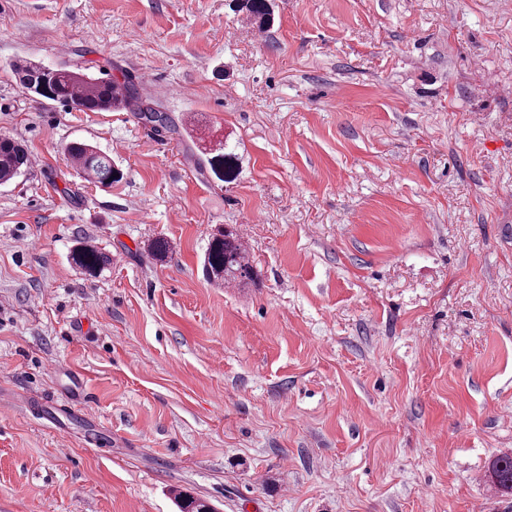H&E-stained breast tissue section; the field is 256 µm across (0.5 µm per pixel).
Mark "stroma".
Masks as SVG:
<instances>
[{
  "mask_svg": "<svg viewBox=\"0 0 512 512\" xmlns=\"http://www.w3.org/2000/svg\"><path fill=\"white\" fill-rule=\"evenodd\" d=\"M235 3L0 0V135L32 160L0 185V512H512V0H270L263 31ZM21 60L193 93L155 94L161 132ZM222 224L250 287L203 273ZM75 378L92 416L56 412ZM203 155L215 177L222 182H229L237 172L236 154L228 149L227 142L219 140L213 148H204ZM64 153L102 186H112V182L120 177V172L112 165V160L95 151L86 142L72 141L64 146ZM113 174H117V177H113ZM71 261L85 275L95 278L109 265L110 258L101 248L81 243L72 250ZM491 477L495 488L504 494H512V456L496 458L491 465Z\"/></svg>",
  "mask_w": 512,
  "mask_h": 512,
  "instance_id": "stroma-1",
  "label": "stroma"
}]
</instances>
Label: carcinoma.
<instances>
[{
  "label": "carcinoma",
  "mask_w": 512,
  "mask_h": 512,
  "mask_svg": "<svg viewBox=\"0 0 512 512\" xmlns=\"http://www.w3.org/2000/svg\"><path fill=\"white\" fill-rule=\"evenodd\" d=\"M241 10L256 25L264 30L270 24L268 0H243ZM15 76L26 89L39 91V96L63 103L79 112L128 110L139 119L155 128L174 129L170 115L156 107V103L145 98L134 81L125 79L93 78L72 70L67 66L49 69L25 61L15 65ZM64 153L95 182L110 186L116 181L119 170L112 160L83 141H72L64 146ZM206 162L215 177L229 182L237 172L236 154L220 140L215 147L203 152ZM29 157L23 148L12 139L0 137V184H6L28 167ZM72 263L89 277H97L110 263L107 253L101 248L80 244L71 252ZM204 271L208 280L234 284L238 287L254 282L253 265L238 232L219 227L212 235L204 258ZM491 477L497 490L512 494V456L496 458L491 465Z\"/></svg>",
  "instance_id": "1"
}]
</instances>
